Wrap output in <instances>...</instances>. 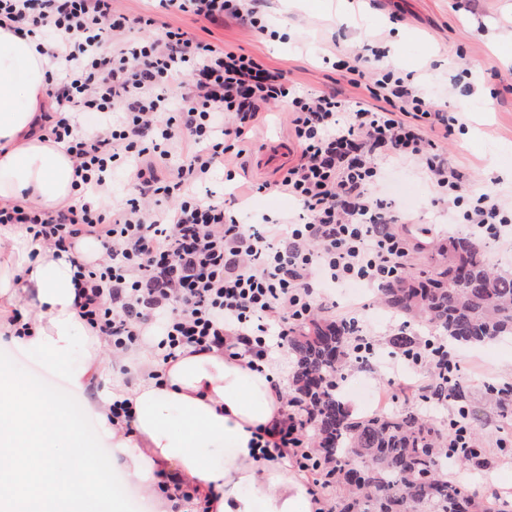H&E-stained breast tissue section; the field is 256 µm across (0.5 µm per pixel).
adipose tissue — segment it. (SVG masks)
Masks as SVG:
<instances>
[{"instance_id": "adipose-tissue-1", "label": "adipose tissue", "mask_w": 512, "mask_h": 512, "mask_svg": "<svg viewBox=\"0 0 512 512\" xmlns=\"http://www.w3.org/2000/svg\"><path fill=\"white\" fill-rule=\"evenodd\" d=\"M36 46L34 38L0 26V200L51 209L74 197V171L62 147L39 139L51 63ZM0 238L10 243L0 253V309L28 294L37 299L26 317L30 333L18 345L47 367H65L74 393L86 394L94 381L107 385L86 406L110 436L119 472L114 479L99 476L98 495H89L80 464L91 450L78 443L56 398L26 385H0V486L10 488V512H94L104 497L112 512H125L133 488L158 512H197L203 503L210 512H317L304 479L267 459L254 442L257 427L271 426L286 411L279 364L256 367L214 349L157 368L146 344L132 357V375L116 373L103 357V341L77 318L70 254L38 247L13 226H0ZM78 336L85 339L83 359L70 368ZM116 396L132 402L131 425L109 422ZM185 480L191 498L165 497V489Z\"/></svg>"}]
</instances>
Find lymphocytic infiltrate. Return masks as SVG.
<instances>
[{"label": "lymphocytic infiltrate", "mask_w": 512, "mask_h": 512, "mask_svg": "<svg viewBox=\"0 0 512 512\" xmlns=\"http://www.w3.org/2000/svg\"><path fill=\"white\" fill-rule=\"evenodd\" d=\"M212 25L233 19L270 35L258 0H159ZM0 20L17 32L42 31L60 66L48 96L55 116L45 140L64 145L80 197L46 210L0 201V224L25 229L40 246L78 251L97 242L99 258L80 263L77 315L115 356L157 337L154 360L175 362L186 348H243L267 363L310 318L319 289L380 288L401 277L416 249L397 230L401 215L377 189L391 162H414L439 197L452 201L473 233L512 251V209L499 191L469 187L425 128L450 136L460 119L435 108L411 74L381 63L372 77L361 54L335 62L369 105L335 92L296 94L281 70L260 59L188 35L151 15L116 10L112 0H0ZM137 42H129L132 30ZM287 102L300 148L274 183L254 185L294 199L298 216L255 226L239 223L223 202L199 197L229 160L245 154L270 105ZM100 116L95 134L76 117ZM166 177H159L158 169ZM133 186L112 200V175ZM391 366L432 365L447 380L461 366L441 339L394 352ZM271 457L315 469L303 419L288 413L257 432Z\"/></svg>", "instance_id": "f902f5d3"}]
</instances>
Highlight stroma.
I'll list each match as a JSON object with an SVG mask.
<instances>
[{"label": "stroma", "mask_w": 512, "mask_h": 512, "mask_svg": "<svg viewBox=\"0 0 512 512\" xmlns=\"http://www.w3.org/2000/svg\"><path fill=\"white\" fill-rule=\"evenodd\" d=\"M264 5L281 33L279 39L256 35L233 20L207 30L187 13L165 12L159 19L262 59L282 70L304 94L335 89L349 98L363 97V90L348 84L324 58L340 47H380L388 61L413 74L441 108L461 116L462 127L444 144L450 163L476 188L512 194V0H265ZM287 113V105L273 107L247 147L244 172L209 186L214 197L241 212L243 221L297 212L287 196L247 190L250 184L277 179L278 167L268 161L272 145L287 148L286 162L295 160ZM390 186L396 191L395 205L405 216L402 232L414 239L420 225L432 229L424 249L413 253L412 272L447 261L449 239L470 236L467 225L453 223L447 204L435 203L433 188L415 167L394 164ZM324 302L329 318L357 314L363 320L378 357L371 368L355 363L347 368L341 395L355 412L376 411L379 390L392 377L388 340L398 333L402 320L370 290L360 298L333 289ZM453 353L466 373L473 424L483 433L481 445L490 467L471 475L452 469L448 477L482 497L511 501L512 447H501L499 440L502 433L512 431V414L491 404L486 388L512 381V340L457 346Z\"/></svg>", "instance_id": "stroma-1"}]
</instances>
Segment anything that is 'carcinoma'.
Returning a JSON list of instances; mask_svg holds the SVG:
<instances>
[{
	"label": "carcinoma",
	"mask_w": 512,
	"mask_h": 512,
	"mask_svg": "<svg viewBox=\"0 0 512 512\" xmlns=\"http://www.w3.org/2000/svg\"><path fill=\"white\" fill-rule=\"evenodd\" d=\"M393 314L420 319L456 344H481L512 337V275L493 270L484 252L466 240L448 251V263L420 280L404 274L378 291ZM358 329L319 315L297 327L288 339L296 368L291 385L313 431L314 458L326 470L324 486H336L338 512H512V504L487 501L448 480L444 468L484 465L485 449L470 431L468 448L451 447L452 438L415 411L404 414L355 413L337 393L347 366L355 360ZM395 351L416 348L402 330L390 341ZM427 394L462 403L468 389L458 379L448 389L435 376Z\"/></svg>",
	"instance_id": "carcinoma-1"
}]
</instances>
